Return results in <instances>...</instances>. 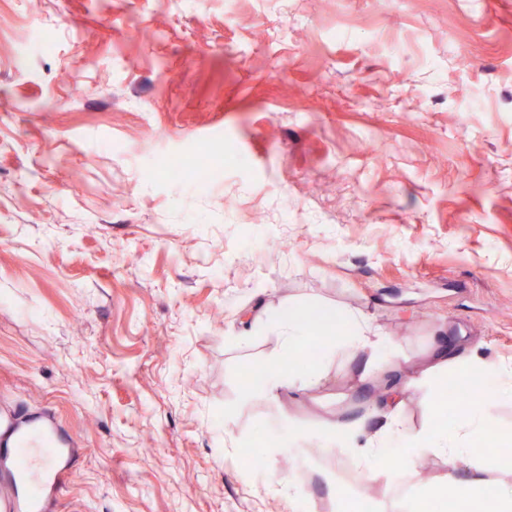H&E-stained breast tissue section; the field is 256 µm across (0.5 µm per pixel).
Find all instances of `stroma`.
<instances>
[{
    "label": "stroma",
    "mask_w": 512,
    "mask_h": 512,
    "mask_svg": "<svg viewBox=\"0 0 512 512\" xmlns=\"http://www.w3.org/2000/svg\"><path fill=\"white\" fill-rule=\"evenodd\" d=\"M200 149L205 187L156 163ZM289 304L387 351L242 404ZM476 344L512 368V0H0V407L78 450L46 512L422 507L443 457L264 450L375 432L380 381ZM483 408L478 457L512 438Z\"/></svg>",
    "instance_id": "1"
}]
</instances>
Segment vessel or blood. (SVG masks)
<instances>
[{"label":"vessel or blood","mask_w":512,"mask_h":512,"mask_svg":"<svg viewBox=\"0 0 512 512\" xmlns=\"http://www.w3.org/2000/svg\"><path fill=\"white\" fill-rule=\"evenodd\" d=\"M0 443L11 461L10 482L0 491V512H43L62 484L74 455L72 442L58 437L51 416L22 422L0 412Z\"/></svg>","instance_id":"b4317fda"}]
</instances>
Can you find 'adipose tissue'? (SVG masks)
<instances>
[{
  "mask_svg": "<svg viewBox=\"0 0 512 512\" xmlns=\"http://www.w3.org/2000/svg\"><path fill=\"white\" fill-rule=\"evenodd\" d=\"M267 320L266 329L277 336L281 351L262 361L264 373L260 383L242 394L246 403L256 399H275L281 387L295 380L302 388L312 387L318 380V372L295 377L294 368L286 364L285 356L304 347L313 336H326L327 347L340 354L360 351L384 341L383 336L375 334L363 315L355 311L316 308L308 312L289 305L269 314ZM457 372L461 378L480 382L485 396L512 398V371L496 368L481 355L475 354L459 362ZM404 404V399H392L385 429L380 434L370 435L356 426L336 421L326 426L319 440L324 446L350 452L362 468L374 474L385 472L390 442L397 441L403 445L397 461L401 469L412 465L416 452H432L446 458L449 470L463 468L469 473L466 481L452 479L448 482L443 499L451 512H457L462 502L489 485L495 488L496 512H512V480L498 482L494 479L500 468V457L477 459L471 452L473 443L491 427L481 407L472 402L466 403L453 431L429 424L408 434L402 430L399 419Z\"/></svg>",
  "mask_w": 512,
  "mask_h": 512,
  "instance_id": "1",
  "label": "adipose tissue"
}]
</instances>
